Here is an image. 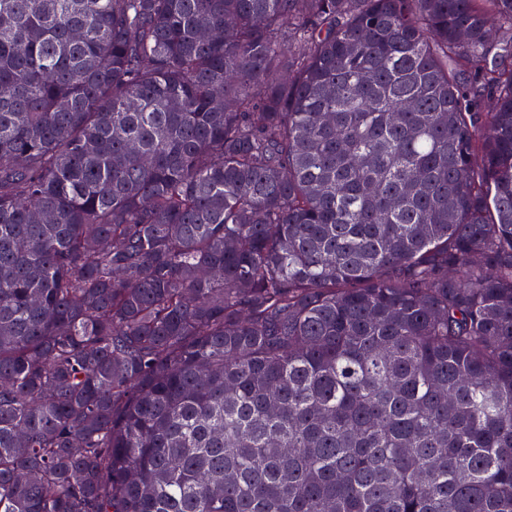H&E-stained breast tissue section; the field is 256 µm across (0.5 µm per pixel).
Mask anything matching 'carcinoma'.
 <instances>
[{"instance_id": "cac0c4a2", "label": "carcinoma", "mask_w": 512, "mask_h": 512, "mask_svg": "<svg viewBox=\"0 0 512 512\" xmlns=\"http://www.w3.org/2000/svg\"><path fill=\"white\" fill-rule=\"evenodd\" d=\"M0 512H512V0H0Z\"/></svg>"}]
</instances>
